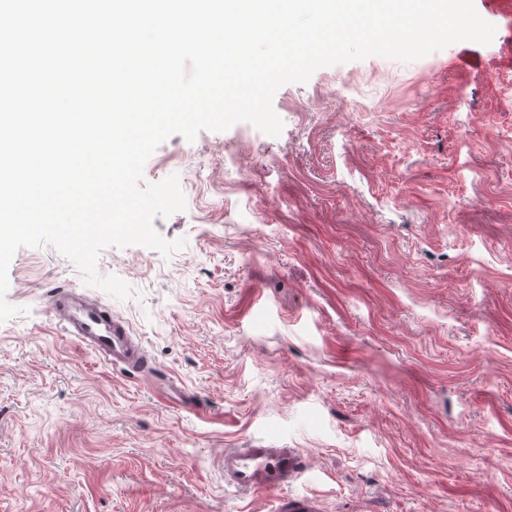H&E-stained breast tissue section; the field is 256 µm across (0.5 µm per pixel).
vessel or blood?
Masks as SVG:
<instances>
[{
  "label": "vessel or blood",
  "instance_id": "vessel-or-blood-1",
  "mask_svg": "<svg viewBox=\"0 0 512 512\" xmlns=\"http://www.w3.org/2000/svg\"><path fill=\"white\" fill-rule=\"evenodd\" d=\"M48 305L58 326L81 348L118 368L151 373L145 347L111 311L70 288L55 291ZM223 468L225 487L239 493H276L298 483L307 474L297 448H228L224 451Z\"/></svg>",
  "mask_w": 512,
  "mask_h": 512
}]
</instances>
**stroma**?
<instances>
[{
    "instance_id": "35a3bbf8",
    "label": "stroma",
    "mask_w": 512,
    "mask_h": 512,
    "mask_svg": "<svg viewBox=\"0 0 512 512\" xmlns=\"http://www.w3.org/2000/svg\"><path fill=\"white\" fill-rule=\"evenodd\" d=\"M493 41L283 85L280 136L174 135L144 167L184 211L98 261L128 299L23 247L0 323V512H273L228 448L300 449L318 512H512V8ZM123 318L140 376L75 344L55 287ZM184 385L178 406L163 380Z\"/></svg>"
}]
</instances>
